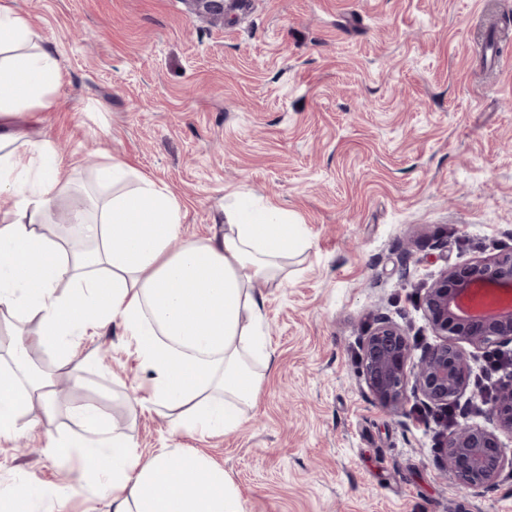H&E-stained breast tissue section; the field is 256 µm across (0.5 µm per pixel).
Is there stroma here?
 <instances>
[{
    "mask_svg": "<svg viewBox=\"0 0 512 512\" xmlns=\"http://www.w3.org/2000/svg\"><path fill=\"white\" fill-rule=\"evenodd\" d=\"M54 52L51 105L16 128L66 161L65 214L105 195L103 155L180 203L208 236L243 191L288 209L307 247L256 282L274 361L236 431L173 434L165 409H130L147 374L119 329L77 338L93 355L66 400L100 404L142 455L194 448L231 477L245 512H512V474L480 493L444 475L439 430L373 400L359 341L377 318L416 352L436 343L421 305L448 266L512 250V0H237L223 25L183 0H6ZM0 444V484L66 488L63 512H103L78 455L48 432Z\"/></svg>",
    "mask_w": 512,
    "mask_h": 512,
    "instance_id": "1",
    "label": "stroma"
}]
</instances>
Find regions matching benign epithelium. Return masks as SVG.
I'll return each mask as SVG.
<instances>
[{
	"label": "benign epithelium",
	"mask_w": 512,
	"mask_h": 512,
	"mask_svg": "<svg viewBox=\"0 0 512 512\" xmlns=\"http://www.w3.org/2000/svg\"><path fill=\"white\" fill-rule=\"evenodd\" d=\"M184 2L191 15L222 26L236 0ZM423 305L439 342L419 358L408 336L384 319L361 339V375L383 409L402 411L411 393L429 405L448 407L470 388L474 351L512 343V251L446 268L426 288ZM491 415L493 430L463 423L440 435L444 472L469 492L490 487L505 468L512 469V456L497 435H512V384L499 391Z\"/></svg>",
	"instance_id": "obj_1"
}]
</instances>
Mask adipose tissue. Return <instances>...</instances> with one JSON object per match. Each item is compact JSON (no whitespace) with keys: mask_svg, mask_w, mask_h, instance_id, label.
Returning a JSON list of instances; mask_svg holds the SVG:
<instances>
[{"mask_svg":"<svg viewBox=\"0 0 512 512\" xmlns=\"http://www.w3.org/2000/svg\"><path fill=\"white\" fill-rule=\"evenodd\" d=\"M28 22L0 5V320L10 341L0 355V440L20 418L43 424L60 411L55 376L35 364L55 358L82 386L91 357L74 358L76 337L115 325L149 372L147 404L170 411L172 428L200 437L237 430L255 402L263 374L253 357L266 353L258 280H275L285 260L306 244L288 210L255 205L245 194L224 209V231L195 237L181 230L179 202L154 183L125 190L129 166L112 157L96 175L108 192L94 213L75 207L65 220L78 243L57 233L49 217L69 195L67 167L49 140L11 130L14 116L48 107L60 68L47 50L18 53L33 39ZM71 285L59 293L61 282ZM79 438L50 436V456L79 450L85 474L111 499L107 512H244L224 469L193 448L139 454L95 404L71 406ZM52 492L14 483L0 488L9 512H37Z\"/></svg>","mask_w":512,"mask_h":512,"instance_id":"obj_1","label":"adipose tissue"}]
</instances>
